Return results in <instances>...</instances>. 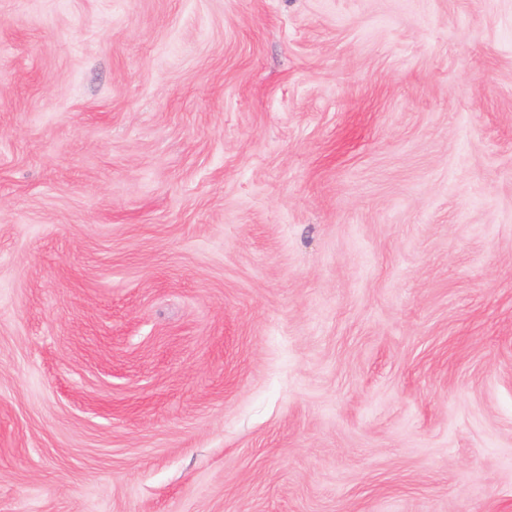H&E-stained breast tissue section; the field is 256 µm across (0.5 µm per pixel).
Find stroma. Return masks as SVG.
Returning a JSON list of instances; mask_svg holds the SVG:
<instances>
[{"label": "stroma", "instance_id": "35a3bbf8", "mask_svg": "<svg viewBox=\"0 0 512 512\" xmlns=\"http://www.w3.org/2000/svg\"><path fill=\"white\" fill-rule=\"evenodd\" d=\"M0 512H512V0H0Z\"/></svg>", "mask_w": 512, "mask_h": 512}]
</instances>
